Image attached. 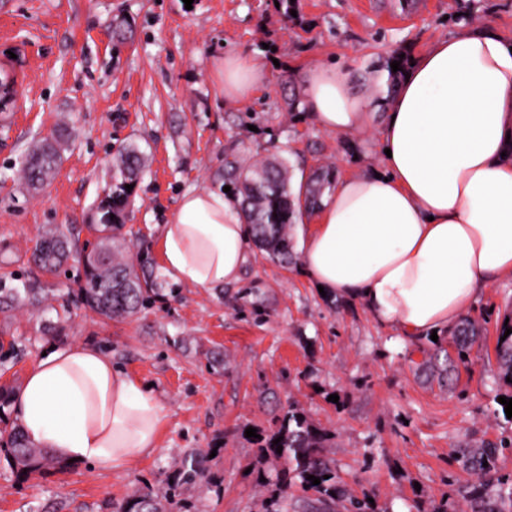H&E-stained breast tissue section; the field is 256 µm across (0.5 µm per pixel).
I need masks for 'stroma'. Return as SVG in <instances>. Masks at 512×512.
<instances>
[{
    "mask_svg": "<svg viewBox=\"0 0 512 512\" xmlns=\"http://www.w3.org/2000/svg\"><path fill=\"white\" fill-rule=\"evenodd\" d=\"M275 2L0 0V72L17 84L14 107L0 112V274L20 285L40 234L73 237L90 223L118 149L133 144L146 172L122 235L159 293L148 313L101 318L79 302L78 260L70 258L43 277L61 336H42V315L31 307L0 315V341L16 347L0 382L20 388L51 346L93 344L151 385L164 410L157 448L120 473L69 465L21 479L0 456V512H111L134 490L166 486L192 453L215 456L207 479L186 494L194 512H267L285 463L245 431L272 434L292 407L332 435L323 454L341 495L372 498L374 512L460 504L474 477L455 450L512 438L494 353L512 277L484 289L469 311L483 342L450 384L423 366L447 348V332L405 340L356 300L321 295L301 271L298 245L287 265L250 247L241 280L214 294L163 275L160 224L185 191L222 189L228 160L281 153L295 188L321 166L336 178L380 169L375 130L335 135L306 118L296 99L300 68L336 60L381 110L392 62L413 60L460 20L512 37V0H294L288 20ZM121 19L133 31L124 42L112 38ZM234 53L262 59L269 72L241 105L225 102L212 77L215 60ZM58 126L55 174L28 190L21 156Z\"/></svg>",
    "mask_w": 512,
    "mask_h": 512,
    "instance_id": "obj_1",
    "label": "stroma"
}]
</instances>
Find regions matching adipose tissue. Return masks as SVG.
I'll return each mask as SVG.
<instances>
[{
  "mask_svg": "<svg viewBox=\"0 0 512 512\" xmlns=\"http://www.w3.org/2000/svg\"><path fill=\"white\" fill-rule=\"evenodd\" d=\"M215 75L225 101L239 104L268 70L227 55ZM299 80L316 126L344 135L376 125L390 152L381 174L339 178L315 224L299 230L303 273L405 336L451 329L481 289L512 277V38L459 24L415 57L379 119L335 63ZM250 240L224 193L189 190L156 252L170 281L210 291L240 281ZM13 403L26 437L72 465L118 473L158 444L154 394L94 345L47 351Z\"/></svg>",
  "mask_w": 512,
  "mask_h": 512,
  "instance_id": "ef3b65f1",
  "label": "adipose tissue"
}]
</instances>
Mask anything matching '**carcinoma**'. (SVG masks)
<instances>
[{
    "mask_svg": "<svg viewBox=\"0 0 512 512\" xmlns=\"http://www.w3.org/2000/svg\"><path fill=\"white\" fill-rule=\"evenodd\" d=\"M62 134L44 138L23 161L24 180L27 185H42L57 168ZM142 171V157L134 145L123 147L112 166V188L99 202V218L85 228L92 240L86 241L79 255L83 259V278L77 288L81 304L112 320L133 317L149 309L154 301V284L142 279L125 256L120 243V230L124 227L126 213L131 205L133 192L128 185H136ZM224 185L231 187L232 199L238 204L246 223L253 231L255 244L269 255L283 259L288 256L289 230L318 205L325 189L332 181L321 174L308 177L305 191L292 193L289 187L288 165L275 155L254 163L238 160L224 166ZM72 242L62 233L40 237L31 248V258L42 273L57 271L69 258ZM48 300L47 289L39 276L28 278L23 288H11L5 278L0 277V314L7 315L17 306L27 304L41 308ZM508 323L497 327L496 360L498 380L505 389V396L512 398V313L505 314ZM481 339V333L469 318L450 336L457 353V360H448V370L455 368V362H465L469 351ZM280 441L282 452H276ZM332 435L315 426L301 410L292 408L282 418L272 434L260 439L261 447L274 459H283L294 464V478L302 491L313 492L319 509L330 512L336 506V474L328 461L321 455V449L329 447ZM512 439L498 444L481 443L460 448L455 461L460 468L476 476V481L463 490V498L469 504V512H512V474H501L496 470L499 449L511 448ZM5 453L19 475L32 473L55 465L49 453L29 442L18 426L0 430V453ZM313 475L320 478L314 485L308 480ZM284 485L290 487L292 479L283 471ZM205 477V467L196 458L184 459L176 468L173 483L162 491L135 492L112 505L113 512H166V505H181L184 512H191V506L182 502L184 490L200 485Z\"/></svg>",
    "mask_w": 512,
    "mask_h": 512,
    "instance_id": "carcinoma-1",
    "label": "carcinoma"
}]
</instances>
